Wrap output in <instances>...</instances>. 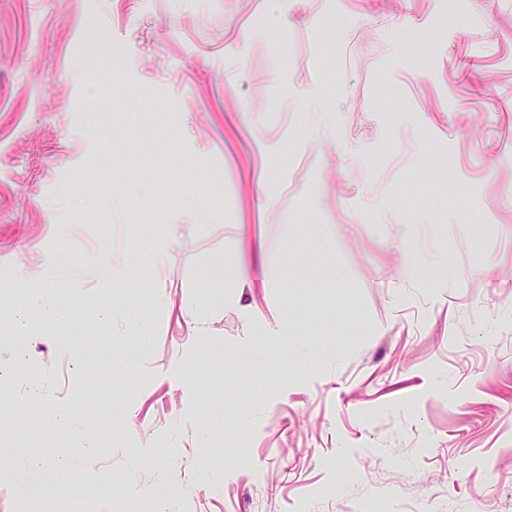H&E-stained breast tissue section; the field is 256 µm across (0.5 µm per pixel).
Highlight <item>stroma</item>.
<instances>
[{
  "mask_svg": "<svg viewBox=\"0 0 512 512\" xmlns=\"http://www.w3.org/2000/svg\"><path fill=\"white\" fill-rule=\"evenodd\" d=\"M444 8L0 0V284L40 270L68 314L0 291V512H51L59 480L78 512H158L112 494L130 472L171 512H512V0ZM255 137L283 187L263 218ZM244 227L288 275L254 265L234 307ZM226 267L233 271L232 277L228 280L225 288H237L225 294V304H234L244 296L246 288H254L255 280L251 271L242 264L237 257L235 249L230 250L224 258Z\"/></svg>",
  "mask_w": 512,
  "mask_h": 512,
  "instance_id": "1",
  "label": "stroma"
}]
</instances>
